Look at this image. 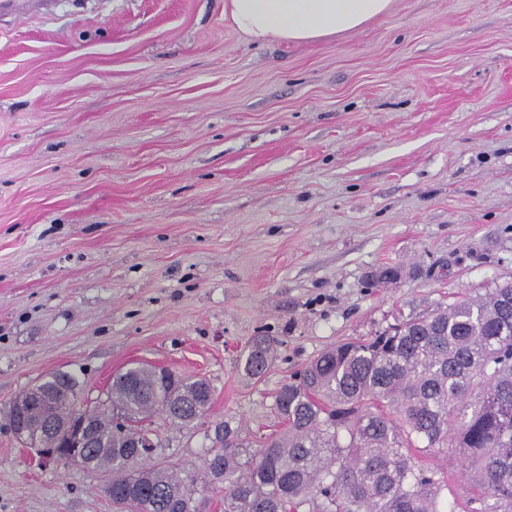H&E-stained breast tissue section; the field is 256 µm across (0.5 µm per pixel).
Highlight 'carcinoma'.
<instances>
[{
    "instance_id": "obj_1",
    "label": "carcinoma",
    "mask_w": 512,
    "mask_h": 512,
    "mask_svg": "<svg viewBox=\"0 0 512 512\" xmlns=\"http://www.w3.org/2000/svg\"><path fill=\"white\" fill-rule=\"evenodd\" d=\"M271 364L270 339L259 336L243 371L260 378ZM125 378L106 394L125 430L101 420L84 467L111 475L118 512H203L207 487L195 472L136 459L134 438L157 413L193 426L211 396L196 380L143 364ZM72 384L70 373L47 375L36 388L51 392L52 405L11 404L9 421L42 428L46 412L70 410ZM275 408L285 429L252 451L228 424L215 427L220 446L202 466L224 485V512H454L443 497L448 473L409 454L417 441L467 455L471 512H512V285L323 351L281 388Z\"/></svg>"
}]
</instances>
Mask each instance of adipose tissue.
Here are the masks:
<instances>
[{
  "instance_id": "obj_1",
  "label": "adipose tissue",
  "mask_w": 512,
  "mask_h": 512,
  "mask_svg": "<svg viewBox=\"0 0 512 512\" xmlns=\"http://www.w3.org/2000/svg\"><path fill=\"white\" fill-rule=\"evenodd\" d=\"M393 0H225L224 11L249 39L306 44L358 29L389 13Z\"/></svg>"
}]
</instances>
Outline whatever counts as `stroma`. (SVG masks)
Masks as SVG:
<instances>
[{
  "label": "stroma",
  "mask_w": 512,
  "mask_h": 512,
  "mask_svg": "<svg viewBox=\"0 0 512 512\" xmlns=\"http://www.w3.org/2000/svg\"><path fill=\"white\" fill-rule=\"evenodd\" d=\"M510 282L512 0H393L308 44L249 40L224 0L0 17V512H115L9 426L47 374L90 407L138 363L206 379L197 427L153 422L198 471L217 424L282 431L276 396L322 351ZM423 464L467 512L464 455ZM272 364L270 339L258 336L244 359L243 371L252 378H261Z\"/></svg>",
  "instance_id": "stroma-1"
}]
</instances>
